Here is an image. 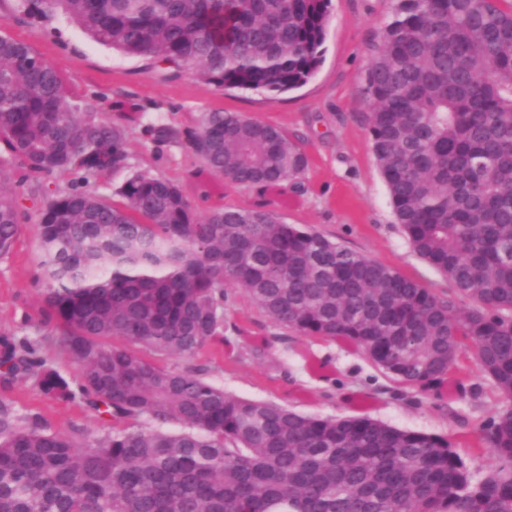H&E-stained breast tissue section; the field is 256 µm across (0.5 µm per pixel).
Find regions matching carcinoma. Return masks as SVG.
Wrapping results in <instances>:
<instances>
[{
  "instance_id": "obj_1",
  "label": "carcinoma",
  "mask_w": 512,
  "mask_h": 512,
  "mask_svg": "<svg viewBox=\"0 0 512 512\" xmlns=\"http://www.w3.org/2000/svg\"><path fill=\"white\" fill-rule=\"evenodd\" d=\"M331 0H19L95 42L217 88L283 93L322 61ZM371 149L413 252L451 284L400 270L259 202L198 215L174 183L131 171L111 195L57 174L130 171L129 123L52 60L0 34V259L38 211L42 324L0 334V384L29 377L105 433L52 428L0 399V512H512V0H396L366 73ZM188 149L212 177L268 191L308 158L277 126L207 112ZM284 332L336 342L395 384L462 397L472 355L505 407L475 436L473 479L447 438L367 415L310 416L224 391L194 367L225 336L228 288ZM76 366L63 375L46 346ZM182 427L170 432L164 426ZM461 456L466 460L471 474L475 479H480L497 464L495 455L491 451H486L481 455L472 456L468 448H456Z\"/></svg>"
}]
</instances>
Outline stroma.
Here are the masks:
<instances>
[{"label": "stroma", "mask_w": 512, "mask_h": 512, "mask_svg": "<svg viewBox=\"0 0 512 512\" xmlns=\"http://www.w3.org/2000/svg\"><path fill=\"white\" fill-rule=\"evenodd\" d=\"M395 0H331L323 57L314 76L285 93L219 89L198 80L191 69L178 76L91 40L62 16L30 18L0 0V32L28 43L52 59L87 104L122 99L142 108L129 131L133 169L180 185L197 213L215 206H249L256 193L198 171L183 145L160 142L158 125L196 129L204 113L236 112L285 128L306 153L302 189L266 193L269 210L289 224L313 227L324 236L410 274L425 286L446 289L447 280L422 262L396 224L387 191L371 150L365 76L373 45L391 21ZM13 253L0 259V330L33 332L39 320L40 290L34 282L39 255L38 210L29 206ZM208 378L237 396L271 399L322 417L367 414L387 424L457 440L494 417L504 406L482 377H474L465 397L455 401L398 387L364 356L338 344L296 335L257 357L243 352L225 368L218 349L195 359ZM53 428L84 429L102 435L98 415L80 402L45 397L32 380L20 378L0 396Z\"/></svg>", "instance_id": "35a3bbf8"}]
</instances>
